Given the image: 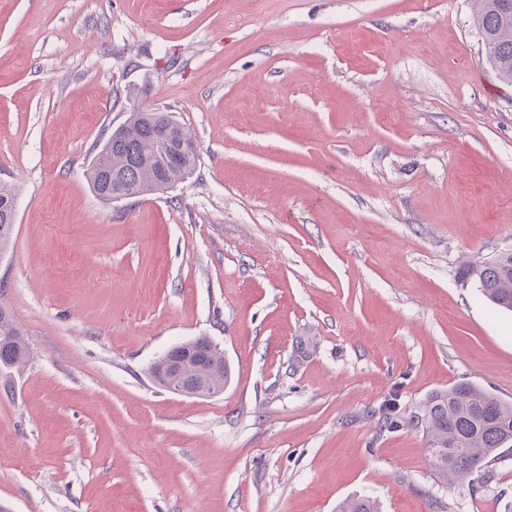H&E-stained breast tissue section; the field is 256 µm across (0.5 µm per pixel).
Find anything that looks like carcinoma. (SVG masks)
<instances>
[{
    "instance_id": "obj_1",
    "label": "carcinoma",
    "mask_w": 512,
    "mask_h": 512,
    "mask_svg": "<svg viewBox=\"0 0 512 512\" xmlns=\"http://www.w3.org/2000/svg\"><path fill=\"white\" fill-rule=\"evenodd\" d=\"M474 24L482 36L489 62L498 76L512 83V11L502 9L503 0H472ZM195 137L169 112L133 110L127 120L108 137L86 171L92 190L103 200L125 185L138 194L155 191L160 173L172 183L196 171ZM15 187L0 183V253L12 242L16 214ZM464 275L476 281L480 294L499 309L512 311V250L463 267ZM199 361L189 366L183 378L173 383L162 370L163 362L179 361L187 350ZM29 360L23 331L10 309L0 302V373L18 371ZM159 386L184 389L224 390L230 368L224 354L206 337H198L170 348L149 367ZM416 425L425 435V449L438 478L454 483L498 456L512 444V402L461 383L430 394L416 415ZM336 512H377L368 498L345 500Z\"/></svg>"
}]
</instances>
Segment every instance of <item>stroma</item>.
Here are the masks:
<instances>
[{"mask_svg":"<svg viewBox=\"0 0 512 512\" xmlns=\"http://www.w3.org/2000/svg\"><path fill=\"white\" fill-rule=\"evenodd\" d=\"M134 108L197 170L107 203L85 171ZM0 182L8 512H512L511 448L446 485L409 424L459 383L512 402V312L462 272L512 250V84L471 0H0ZM200 336L223 393L157 386ZM16 189L0 183V253H5L12 242L16 214L12 210L16 202ZM29 360V348L23 331L10 309L0 302V373L18 371ZM187 349L194 350L199 361L189 366L183 373V378L173 383L168 380V373L162 371L163 362L179 361L184 358ZM151 379L159 386L176 391L177 388L199 389L204 384L200 396H210L211 390H224L230 381V368L224 360V354L213 345L207 337H198L182 342L170 348L161 359H156L148 369ZM173 386L172 389L171 387Z\"/></svg>","mask_w":512,"mask_h":512,"instance_id":"stroma-1","label":"stroma"}]
</instances>
